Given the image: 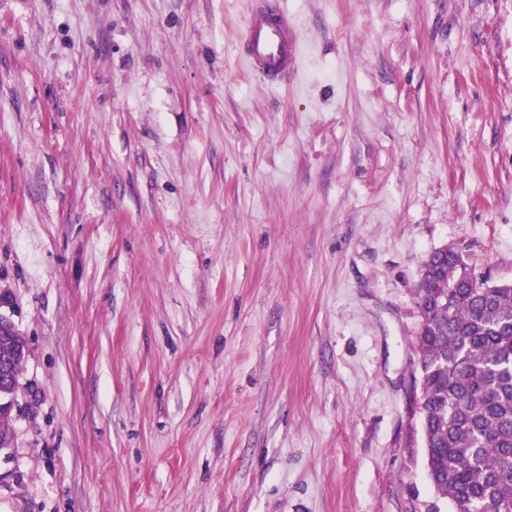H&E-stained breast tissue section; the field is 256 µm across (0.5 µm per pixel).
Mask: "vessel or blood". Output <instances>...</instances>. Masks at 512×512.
Here are the masks:
<instances>
[{
	"instance_id": "b4317fda",
	"label": "vessel or blood",
	"mask_w": 512,
	"mask_h": 512,
	"mask_svg": "<svg viewBox=\"0 0 512 512\" xmlns=\"http://www.w3.org/2000/svg\"><path fill=\"white\" fill-rule=\"evenodd\" d=\"M241 48L249 69L270 83L295 75L302 60L294 19L277 0H254Z\"/></svg>"
}]
</instances>
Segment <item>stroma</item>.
Segmentation results:
<instances>
[{"label":"stroma","mask_w":512,"mask_h":512,"mask_svg":"<svg viewBox=\"0 0 512 512\" xmlns=\"http://www.w3.org/2000/svg\"><path fill=\"white\" fill-rule=\"evenodd\" d=\"M0 0V512H426L422 262L512 282V0ZM242 56L249 69L269 83L297 73L302 49L294 19L276 0H255L244 25ZM4 330V326H1L0 358L14 359V370L20 375L26 358L27 344L25 338L21 335L16 325L9 327L5 336H3ZM16 385L17 379L11 376L9 367L0 363V451L10 448L13 443L15 417L11 414L16 415L17 405L7 394ZM17 389L18 386L12 390L11 395L14 396ZM1 413L9 416H1Z\"/></svg>","instance_id":"35a3bbf8"}]
</instances>
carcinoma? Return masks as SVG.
<instances>
[{
	"label": "carcinoma",
	"mask_w": 512,
	"mask_h": 512,
	"mask_svg": "<svg viewBox=\"0 0 512 512\" xmlns=\"http://www.w3.org/2000/svg\"><path fill=\"white\" fill-rule=\"evenodd\" d=\"M413 350L422 364L419 427L441 512H512V283L478 276L453 247L424 262ZM27 344L0 328V358L21 373ZM0 416V448L14 437Z\"/></svg>",
	"instance_id": "cac0c4a2"
}]
</instances>
